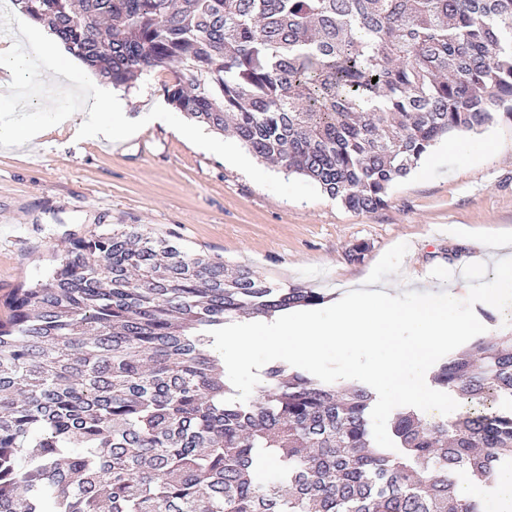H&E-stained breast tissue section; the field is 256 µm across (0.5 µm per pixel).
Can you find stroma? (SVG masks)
<instances>
[{
	"instance_id": "stroma-1",
	"label": "stroma",
	"mask_w": 512,
	"mask_h": 512,
	"mask_svg": "<svg viewBox=\"0 0 512 512\" xmlns=\"http://www.w3.org/2000/svg\"><path fill=\"white\" fill-rule=\"evenodd\" d=\"M11 37L28 65L12 98L0 99V316L15 288L43 279L75 240L120 224L173 235L190 253L249 268L267 283L311 288L329 298L358 289L392 246L408 245L401 290L467 295L461 275L477 243L512 240V119L498 114L471 150L440 140L395 182L385 207L355 213L305 177L248 154L231 135L192 141L190 122L172 112L154 121L170 72L142 78L120 93L134 137H74L63 110L79 112L91 82L60 91L53 79L65 59L28 43L12 18ZM497 148L494 157L484 144ZM367 244L360 261L350 248Z\"/></svg>"
}]
</instances>
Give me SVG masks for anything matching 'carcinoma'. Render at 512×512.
Instances as JSON below:
<instances>
[{"label": "carcinoma", "instance_id": "carcinoma-1", "mask_svg": "<svg viewBox=\"0 0 512 512\" xmlns=\"http://www.w3.org/2000/svg\"><path fill=\"white\" fill-rule=\"evenodd\" d=\"M20 2L114 86L171 71L174 109L355 213L441 138L512 117V0ZM323 302L136 225L76 241L0 320V512H482L460 486L512 461V412L401 411L389 450L365 387L278 362L228 401L210 331ZM432 380L512 404V331Z\"/></svg>", "mask_w": 512, "mask_h": 512}]
</instances>
